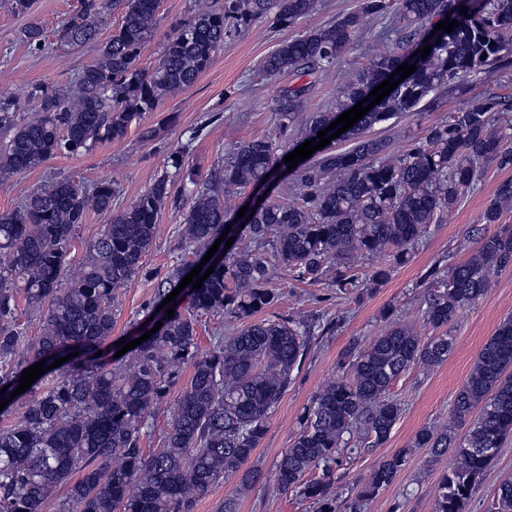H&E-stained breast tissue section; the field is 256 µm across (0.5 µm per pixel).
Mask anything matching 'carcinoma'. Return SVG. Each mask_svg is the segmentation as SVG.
I'll list each match as a JSON object with an SVG mask.
<instances>
[{
	"mask_svg": "<svg viewBox=\"0 0 512 512\" xmlns=\"http://www.w3.org/2000/svg\"><path fill=\"white\" fill-rule=\"evenodd\" d=\"M160 0H79L59 30L60 43L93 45L97 61L78 75L74 91L32 85L37 112L21 118L18 103L0 97V183L37 168L58 154L79 155L104 142L123 140L131 126L152 142L161 128L141 124L163 100L192 86L224 49L231 32L273 17L286 29L315 8V0H224L199 10L167 34L157 63L142 54L158 25ZM467 13H461L462 8ZM109 11L119 23L106 39L100 31ZM396 13L400 37L377 50L334 109L312 114L300 141L283 146L267 137L237 142L224 168L210 177L185 169L191 142L170 156L167 170L125 210L112 216L91 243L80 274L67 276L70 248L89 208L112 212L115 184L102 180L87 189L69 178L53 179L14 209L0 212V512H47L53 493L66 489L65 512H194L215 486L234 481L220 512H238V496L263 479L248 465L271 415L301 369L313 339L340 328L341 319L312 315L293 319L262 314L282 294L270 287L274 273L300 282L326 281L351 295L386 282L393 266L440 222L458 198L473 189L484 167H512V122L492 119L501 97L469 94L462 80L512 70V0H359L358 8L332 24L284 39L263 62L267 75L301 76L328 71L346 50L369 33V21ZM455 20L446 33L437 23ZM23 39L46 44L37 22ZM431 47L423 57L421 50ZM415 66L388 96L344 132L351 146L334 143L316 159L296 166L298 201L249 206L244 217L229 206L246 187L265 186L273 170L288 169L283 157L317 136L403 63ZM454 87L466 102L427 128L394 157L388 142L371 138L375 126L420 108L442 87ZM309 84L283 88L274 101L281 129L295 124ZM191 184L182 213L188 253H206L222 234L234 245L204 265L215 266L201 288L187 285L184 310L162 301L190 269L180 263L156 288L164 305L146 330L160 329L119 358L97 355L112 337L118 291L142 265L156 236L165 201ZM512 206V179L502 181L484 210L472 257L424 276L423 317L438 334L426 339L384 312L387 329L368 345L346 346L336 377L314 395L300 429L274 465L277 488L318 505V512H364L366 503L392 484L408 463L407 453L379 459L356 494L342 497L336 482L347 460L390 438L401 404L390 387L413 367L430 371L453 350L448 323L486 294L493 274L512 267V228L489 231ZM387 256L390 263L358 275L357 258ZM41 317L40 333L28 338L17 322V295ZM221 316L242 325L201 353V318ZM73 357H68V354ZM62 365L22 394H10L23 371L44 361ZM192 374L169 404L162 447H141L154 410L180 379ZM19 417L2 419L15 403ZM457 426H424L412 447L437 459L454 450V461L436 483L433 512H467L473 491L503 442L512 437V316L480 348L472 371L455 396ZM497 512H512V476L499 487Z\"/></svg>",
	"mask_w": 512,
	"mask_h": 512,
	"instance_id": "cac0c4a2",
	"label": "carcinoma"
}]
</instances>
